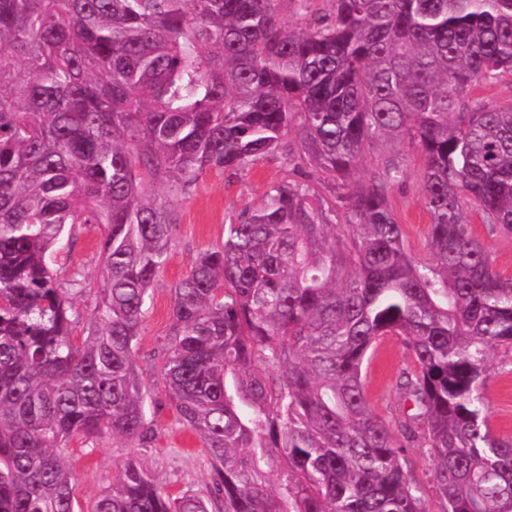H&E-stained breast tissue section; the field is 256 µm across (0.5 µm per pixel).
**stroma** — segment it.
I'll return each instance as SVG.
<instances>
[{"mask_svg": "<svg viewBox=\"0 0 512 512\" xmlns=\"http://www.w3.org/2000/svg\"><path fill=\"white\" fill-rule=\"evenodd\" d=\"M402 158L404 177L391 187L389 200L404 233V246L414 256L428 254L430 214L423 201L422 158L418 149L401 142H383L367 147L358 169L361 180H370L380 163L393 154ZM287 160L271 157L245 172L210 169L202 173L188 198L176 209L169 256L150 289V297L140 333L135 341L134 359L140 381L151 394L147 419L153 433L145 441H125L104 437L96 442L71 440L64 463L75 477L74 512H91L97 498L112 477L128 460H136L170 498L184 493L202 496L210 512H222L216 492V475L197 436L181 424L164 394L157 387L158 367L169 338L173 287L186 278L192 258L201 250L224 240V226L244 209L260 205L267 189L291 180ZM466 218L475 235L489 249L493 265L503 276H512V235L483 224L475 208H467ZM98 227L77 228L73 238L63 240L52 267L58 276L81 268L87 274L85 287L71 295L79 316L72 327L74 341L86 335L88 319L100 301L98 288L101 257ZM413 366L409 351L400 338L384 337L372 355L365 379V393L372 411L395 421L408 403L398 388L399 376ZM489 377L485 397L487 413L495 435L512 438V356L495 351L488 362Z\"/></svg>", "mask_w": 512, "mask_h": 512, "instance_id": "obj_1", "label": "stroma"}]
</instances>
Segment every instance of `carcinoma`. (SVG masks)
Here are the masks:
<instances>
[{
  "label": "carcinoma",
  "mask_w": 512,
  "mask_h": 512,
  "mask_svg": "<svg viewBox=\"0 0 512 512\" xmlns=\"http://www.w3.org/2000/svg\"><path fill=\"white\" fill-rule=\"evenodd\" d=\"M328 2L284 32L276 0H0V512H73L68 443L147 437L133 343L175 209L203 170L278 155L295 178L174 287L159 369L224 512H430L401 462L415 445L439 512L512 505L484 396L491 353L512 351V278L465 216L512 235V103L470 96L512 80V0ZM380 139L422 154L426 259L389 204L400 160L356 180ZM78 224L102 259L80 344L85 276L49 264ZM389 335L416 364L392 425L365 395ZM92 512L209 510L130 461Z\"/></svg>",
  "instance_id": "carcinoma-1"
}]
</instances>
